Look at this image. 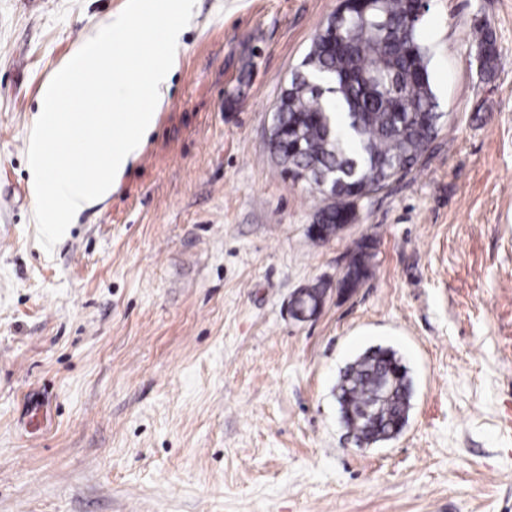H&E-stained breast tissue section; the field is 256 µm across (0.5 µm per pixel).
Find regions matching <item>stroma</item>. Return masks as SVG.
<instances>
[{
    "label": "stroma",
    "instance_id": "35a3bbf8",
    "mask_svg": "<svg viewBox=\"0 0 512 512\" xmlns=\"http://www.w3.org/2000/svg\"><path fill=\"white\" fill-rule=\"evenodd\" d=\"M338 4L196 0L142 153L48 251L37 97L126 0H0V512H512V0H430L439 135L318 244L320 199L268 137ZM364 237L370 276L338 295ZM320 280L322 313L293 319ZM373 346L414 394L359 448L333 389ZM473 37L477 43L479 53H482V68L485 72H493L499 59L493 31L487 24L478 23L474 26Z\"/></svg>",
    "mask_w": 512,
    "mask_h": 512
}]
</instances>
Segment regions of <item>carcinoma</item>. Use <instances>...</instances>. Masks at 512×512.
Wrapping results in <instances>:
<instances>
[{
  "mask_svg": "<svg viewBox=\"0 0 512 512\" xmlns=\"http://www.w3.org/2000/svg\"><path fill=\"white\" fill-rule=\"evenodd\" d=\"M427 4L417 0L342 3L314 35L301 70L282 89L272 116L277 140L270 153L286 178L308 172L316 243L355 220L354 199L409 174L440 130L443 113L432 85L431 49L420 29ZM474 41L484 71L499 55L483 23ZM336 186L328 203L320 180ZM371 241L356 242L342 288L367 278ZM413 382L391 348H369L340 371L336 401L341 420L359 445L394 438L408 422Z\"/></svg>",
  "mask_w": 512,
  "mask_h": 512,
  "instance_id": "1",
  "label": "carcinoma"
}]
</instances>
